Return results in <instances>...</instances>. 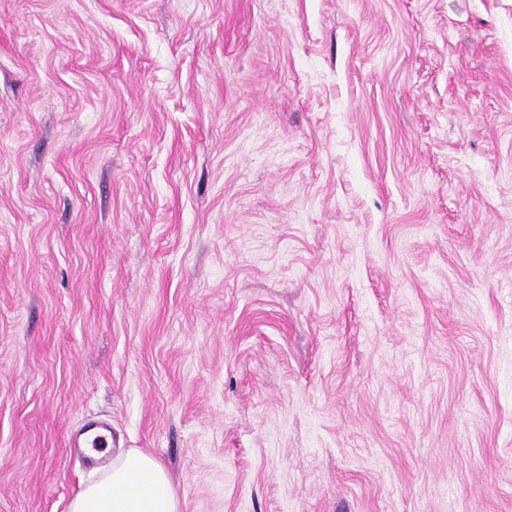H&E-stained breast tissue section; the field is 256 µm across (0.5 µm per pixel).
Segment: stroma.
Returning a JSON list of instances; mask_svg holds the SVG:
<instances>
[{"label": "stroma", "mask_w": 512, "mask_h": 512, "mask_svg": "<svg viewBox=\"0 0 512 512\" xmlns=\"http://www.w3.org/2000/svg\"><path fill=\"white\" fill-rule=\"evenodd\" d=\"M100 422L183 512H512V0H0V512Z\"/></svg>", "instance_id": "obj_1"}]
</instances>
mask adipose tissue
<instances>
[{
    "instance_id": "ef3b65f1",
    "label": "adipose tissue",
    "mask_w": 512,
    "mask_h": 512,
    "mask_svg": "<svg viewBox=\"0 0 512 512\" xmlns=\"http://www.w3.org/2000/svg\"><path fill=\"white\" fill-rule=\"evenodd\" d=\"M69 512H182V503L158 459L116 448L111 465L71 499Z\"/></svg>"
}]
</instances>
